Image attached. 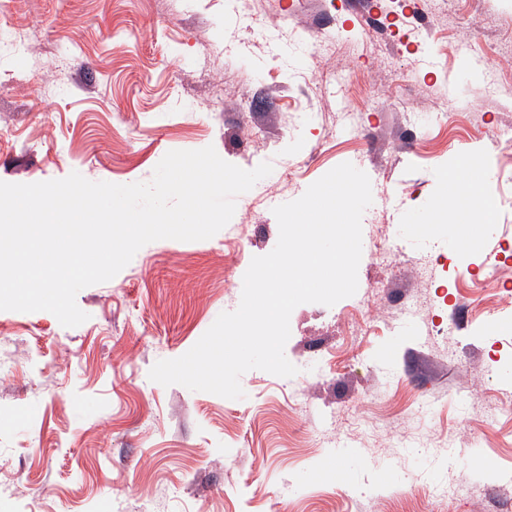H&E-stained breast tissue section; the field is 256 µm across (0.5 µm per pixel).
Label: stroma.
Returning a JSON list of instances; mask_svg holds the SVG:
<instances>
[{
  "instance_id": "obj_1",
  "label": "stroma",
  "mask_w": 512,
  "mask_h": 512,
  "mask_svg": "<svg viewBox=\"0 0 512 512\" xmlns=\"http://www.w3.org/2000/svg\"><path fill=\"white\" fill-rule=\"evenodd\" d=\"M409 2L414 31L360 0H0V181L147 182L209 145L273 165L212 238L79 291L81 325L0 311V512H512V0ZM472 155L496 221L459 253L429 218ZM344 162L373 198L358 290L293 310L297 374L152 382L237 309L274 207Z\"/></svg>"
}]
</instances>
